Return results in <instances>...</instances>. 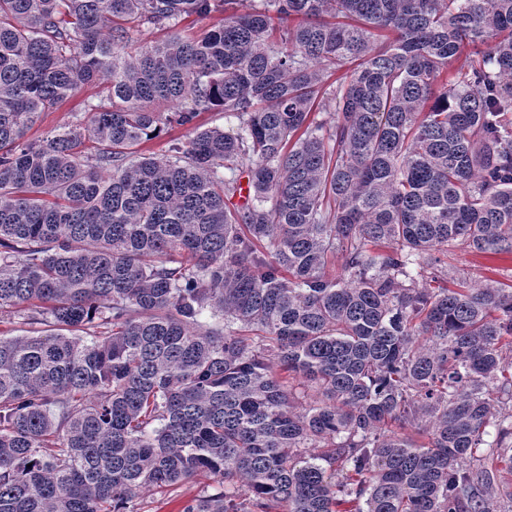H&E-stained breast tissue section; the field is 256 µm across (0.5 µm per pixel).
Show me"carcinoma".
Masks as SVG:
<instances>
[{"mask_svg": "<svg viewBox=\"0 0 512 512\" xmlns=\"http://www.w3.org/2000/svg\"><path fill=\"white\" fill-rule=\"evenodd\" d=\"M240 2L0 0V512H512V0ZM167 30L153 25H143L134 33L133 42L128 51L136 52L150 47L155 42L164 39ZM100 88L82 87L72 96L59 104L56 108L41 114L37 123L28 132L27 137L31 140H40L51 132L61 127L71 124L76 115L84 112L87 102L96 104L100 97H91L98 95ZM185 134L186 130L183 128L169 130L168 132H164L159 138L144 143L142 145V151H146L144 152L146 154L153 152L159 157L168 154V147L174 142H183L186 139ZM449 271L465 272L475 284L487 279L507 282L512 276L511 255H485L472 252L468 248L457 247L443 258ZM212 478L199 473L193 479L164 489H150L135 501L136 512H180L183 503L205 490L211 491Z\"/></svg>", "mask_w": 512, "mask_h": 512, "instance_id": "cac0c4a2", "label": "carcinoma"}]
</instances>
